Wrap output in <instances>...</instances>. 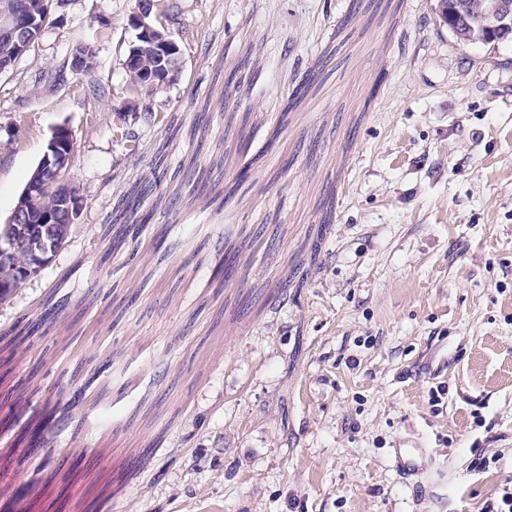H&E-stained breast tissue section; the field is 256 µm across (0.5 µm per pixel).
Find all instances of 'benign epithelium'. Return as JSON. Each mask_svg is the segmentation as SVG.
I'll use <instances>...</instances> for the list:
<instances>
[{"label": "benign epithelium", "mask_w": 512, "mask_h": 512, "mask_svg": "<svg viewBox=\"0 0 512 512\" xmlns=\"http://www.w3.org/2000/svg\"><path fill=\"white\" fill-rule=\"evenodd\" d=\"M61 0H43V9L19 13L13 0H0V35L9 45L11 55L21 57L40 36L44 24L41 16L51 11L54 3ZM154 0H137V10L133 15L132 27L136 30V39L130 45L124 61L128 75L134 77L132 83L137 85L136 76L141 69L138 62L141 56L151 53L158 62V70L149 76V82L160 87L174 80L179 46L165 26L153 17ZM469 11L474 24L484 27L505 38L512 33V0H472ZM95 52L81 44L72 53V67L84 69L93 64ZM69 131L65 125L55 127L48 141L47 150L25 189V198L35 199L43 192L57 196L58 208L66 215V229H71L76 223L83 199L77 186L66 177L71 150L62 142V133ZM45 233L38 244L40 254L34 255L35 265L28 270L29 275H35L47 264L55 254L48 249L47 240L51 239V225L54 224L50 215H45Z\"/></svg>", "instance_id": "1"}]
</instances>
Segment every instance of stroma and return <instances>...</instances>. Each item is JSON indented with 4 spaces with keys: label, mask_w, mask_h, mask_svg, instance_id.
<instances>
[{
    "label": "stroma",
    "mask_w": 512,
    "mask_h": 512,
    "mask_svg": "<svg viewBox=\"0 0 512 512\" xmlns=\"http://www.w3.org/2000/svg\"><path fill=\"white\" fill-rule=\"evenodd\" d=\"M435 5L158 0L178 70L145 96L135 0H66L0 72V223L61 124L84 200L0 300V512H77L74 488L110 512L499 505L512 42L457 41ZM83 41L91 82L67 66ZM138 185L150 220L114 250ZM398 448L427 469L404 479Z\"/></svg>",
    "instance_id": "stroma-1"
}]
</instances>
